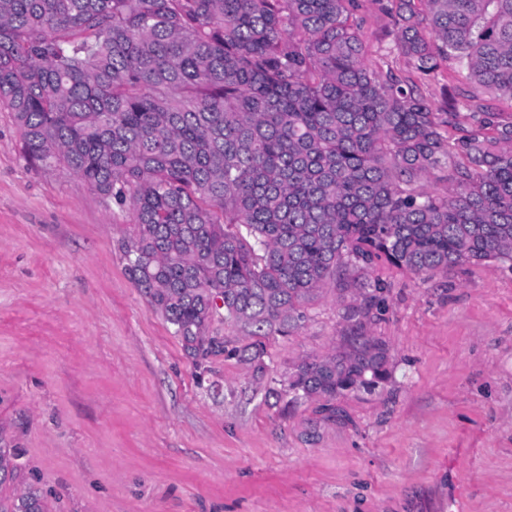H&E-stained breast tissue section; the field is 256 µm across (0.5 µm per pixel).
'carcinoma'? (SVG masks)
I'll return each instance as SVG.
<instances>
[{
    "label": "carcinoma",
    "mask_w": 512,
    "mask_h": 512,
    "mask_svg": "<svg viewBox=\"0 0 512 512\" xmlns=\"http://www.w3.org/2000/svg\"><path fill=\"white\" fill-rule=\"evenodd\" d=\"M382 7L419 78L466 67L450 111L366 64L360 0H0V108L28 157L129 206L126 273L193 363L224 355L217 315L253 364L326 286L351 298L340 347L288 379L331 417L388 375L368 272L512 269V121L483 104L512 99V0ZM17 457L0 448L1 485ZM0 512H43L39 491ZM247 331L248 328L243 324L224 321V319H216L210 327V332L213 335L224 336V345L228 350L250 342Z\"/></svg>",
    "instance_id": "cac0c4a2"
}]
</instances>
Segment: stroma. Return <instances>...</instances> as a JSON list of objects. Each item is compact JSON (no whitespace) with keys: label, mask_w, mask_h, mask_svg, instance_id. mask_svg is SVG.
<instances>
[{"label":"stroma","mask_w":512,"mask_h":512,"mask_svg":"<svg viewBox=\"0 0 512 512\" xmlns=\"http://www.w3.org/2000/svg\"><path fill=\"white\" fill-rule=\"evenodd\" d=\"M358 12L367 62L410 76L390 20ZM467 84L421 81L434 111ZM128 207L30 161L0 109V446L46 512H512V271L423 279L387 266L372 391L290 402L291 374L331 353L345 306L325 290L261 366L194 365L125 271Z\"/></svg>","instance_id":"1"}]
</instances>
